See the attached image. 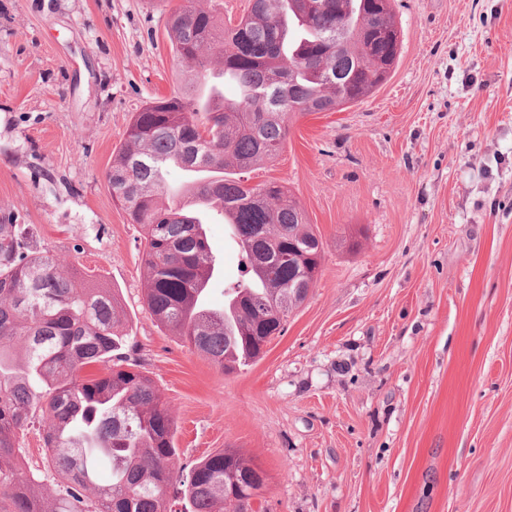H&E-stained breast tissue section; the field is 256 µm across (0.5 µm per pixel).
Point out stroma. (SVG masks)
Segmentation results:
<instances>
[{"mask_svg": "<svg viewBox=\"0 0 512 512\" xmlns=\"http://www.w3.org/2000/svg\"><path fill=\"white\" fill-rule=\"evenodd\" d=\"M184 0H0V224L115 289L180 465L235 448L267 512H512V0H395L398 64L342 112L293 118L252 172L304 209L320 273L234 373L158 326L106 173L133 112L180 90ZM206 233L240 276L224 224Z\"/></svg>", "mask_w": 512, "mask_h": 512, "instance_id": "1", "label": "stroma"}]
</instances>
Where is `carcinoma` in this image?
<instances>
[{"instance_id": "carcinoma-1", "label": "carcinoma", "mask_w": 512, "mask_h": 512, "mask_svg": "<svg viewBox=\"0 0 512 512\" xmlns=\"http://www.w3.org/2000/svg\"><path fill=\"white\" fill-rule=\"evenodd\" d=\"M185 86L133 113L106 178L112 199L144 241L146 306L153 320L226 373L261 358L306 298L322 242L292 194L250 174L276 159L291 118L341 112L384 84L400 56L394 0H249L224 22L188 6L167 20ZM341 30V40L331 38ZM238 98L200 87L215 72ZM195 205L173 202L171 169ZM222 208L243 275L206 301L215 277L198 213ZM129 333L112 289L37 249L25 224H0V512H170L180 483L187 512H265L267 474L224 449L190 469L178 465L175 424L153 380L121 353ZM91 364L93 378L81 376ZM45 424L47 472L22 475L18 451L36 418ZM111 479L98 483L100 462Z\"/></svg>"}]
</instances>
